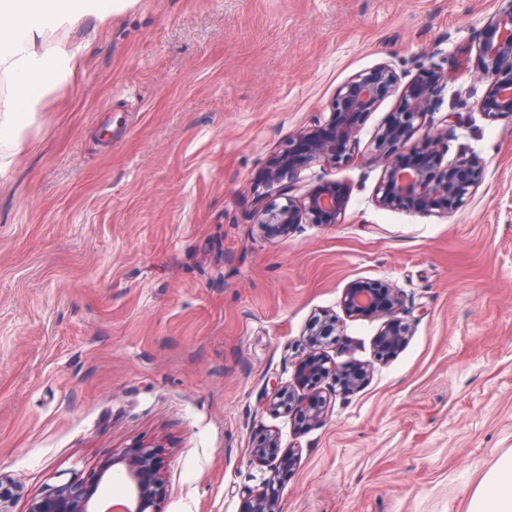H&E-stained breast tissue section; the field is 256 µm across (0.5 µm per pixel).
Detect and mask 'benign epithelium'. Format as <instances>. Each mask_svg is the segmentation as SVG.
Wrapping results in <instances>:
<instances>
[{
    "instance_id": "obj_1",
    "label": "benign epithelium",
    "mask_w": 512,
    "mask_h": 512,
    "mask_svg": "<svg viewBox=\"0 0 512 512\" xmlns=\"http://www.w3.org/2000/svg\"><path fill=\"white\" fill-rule=\"evenodd\" d=\"M475 73L488 82L479 111L494 118L512 115V0H497L475 45ZM451 75L438 68L422 70L405 86L387 64L359 72L344 82L329 104V116L290 136L283 150L261 170L260 180L275 189L270 197L254 202L256 226L271 240H286L301 224L343 223L349 187L338 180H321L304 190L300 173L315 164L340 169L358 157L359 134L367 115L386 98L399 94V103L379 126L370 143L368 161L381 166L375 189L378 207L386 210L450 217L479 188L485 167L466 146L448 157V135L453 115L436 125L428 116ZM341 307L351 320L379 321L374 339L375 358L394 356L406 343L409 327L400 289L390 282L358 279L350 282ZM343 320L334 314L317 317L305 329L306 351L294 361L293 384L272 382L266 389V409L286 414L302 428L326 419L329 401L322 385L343 393L360 389L369 376V365H338L326 348L342 335ZM252 456L268 463L281 475L297 464V453L281 448L279 436L268 431L255 438ZM166 453L159 446L135 442L112 455L87 478H73L30 499L27 512H100L97 491L121 467L131 506L127 512H158L165 494L161 472ZM18 489L0 476V512H14ZM242 512H280V490L271 483L250 491Z\"/></svg>"
}]
</instances>
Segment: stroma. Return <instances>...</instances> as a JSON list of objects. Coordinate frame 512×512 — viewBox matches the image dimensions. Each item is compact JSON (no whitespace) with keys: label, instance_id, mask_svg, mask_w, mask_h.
<instances>
[{"label":"stroma","instance_id":"stroma-1","mask_svg":"<svg viewBox=\"0 0 512 512\" xmlns=\"http://www.w3.org/2000/svg\"><path fill=\"white\" fill-rule=\"evenodd\" d=\"M496 0H140L83 45L0 177V475L31 498L141 441L161 445L160 512H240L281 480V512H468L512 453V116L476 104L463 59ZM386 63L454 75L453 116L485 178L451 218L376 206L380 167L301 172L350 198L343 223L264 238L257 175L337 88ZM400 289L411 334L373 359L378 322L328 349L368 362L300 431L267 412L303 332L357 279ZM276 430L287 479L251 456Z\"/></svg>","mask_w":512,"mask_h":512}]
</instances>
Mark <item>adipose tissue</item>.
I'll return each mask as SVG.
<instances>
[{
    "label": "adipose tissue",
    "instance_id": "obj_1",
    "mask_svg": "<svg viewBox=\"0 0 512 512\" xmlns=\"http://www.w3.org/2000/svg\"><path fill=\"white\" fill-rule=\"evenodd\" d=\"M138 0H0V175L27 143L36 112L57 85L72 79L84 58L78 44L47 47L53 33L94 18L102 28ZM469 512H512V454L485 475Z\"/></svg>",
    "mask_w": 512,
    "mask_h": 512
}]
</instances>
